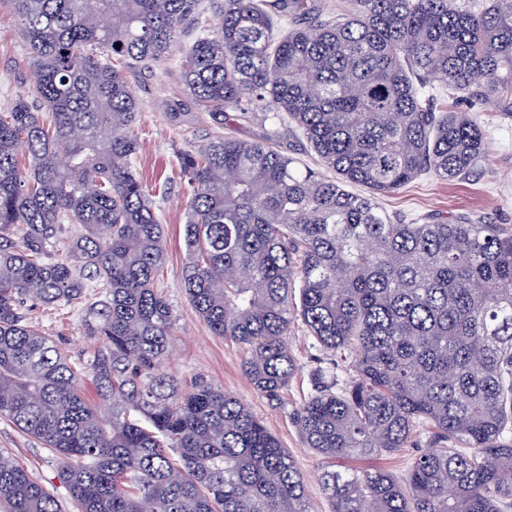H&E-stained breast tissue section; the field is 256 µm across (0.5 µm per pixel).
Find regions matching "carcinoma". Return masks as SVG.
Instances as JSON below:
<instances>
[{
    "mask_svg": "<svg viewBox=\"0 0 512 512\" xmlns=\"http://www.w3.org/2000/svg\"><path fill=\"white\" fill-rule=\"evenodd\" d=\"M353 2L327 18L316 0H218L214 26L181 51L186 89L218 124L180 153L181 288L215 335L248 348L244 374L271 398L296 369L295 322L352 354L350 383L336 392L317 373L294 413L322 458L394 453L426 428L428 449L402 479L323 470L329 512H506L512 230L396 220L375 196L478 166L484 128L436 100L512 93V0ZM198 5L0 0L31 83L0 110V416L55 452L79 512H316L288 450L244 403L202 377L182 393L163 368V227L135 167L140 105L117 65L165 60ZM259 112L338 177L224 133ZM91 286L103 299L88 302ZM29 301L83 307L100 343L88 368L27 322ZM87 376L97 402L82 394ZM0 512H61L4 449Z\"/></svg>",
    "mask_w": 512,
    "mask_h": 512,
    "instance_id": "cac0c4a2",
    "label": "carcinoma"
}]
</instances>
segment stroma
Wrapping results in <instances>:
<instances>
[{"instance_id":"stroma-1","label":"stroma","mask_w":512,"mask_h":512,"mask_svg":"<svg viewBox=\"0 0 512 512\" xmlns=\"http://www.w3.org/2000/svg\"><path fill=\"white\" fill-rule=\"evenodd\" d=\"M26 69V47L18 25L10 15L0 13V109L17 97L29 95ZM126 79L140 104L135 125L141 143L137 171L146 183L168 186L167 193L156 199L166 240L158 286L172 307L174 320L166 370L182 387H190L196 377L202 376L225 393L243 400L291 453L314 505L324 507L319 476L326 461L305 447L292 414L312 393L314 373L335 374L342 384L350 380L351 374L344 364L336 362L333 354L313 346L297 323L292 325L288 337L297 370L287 387L275 400L253 388L242 371L245 347L214 335L179 287L188 254L184 242L186 195L179 178L178 154L206 143L215 122L208 112L197 108L186 91L178 52L153 71L127 72ZM459 109L471 113L486 129V152L478 170L468 179L449 183L423 176L382 196L380 202L389 214L409 219L436 214L464 215L512 228V95L505 93L487 100L475 96L460 102ZM232 134L248 142L269 139L283 154L303 160L308 157L307 144L299 134L283 128L271 131L269 124L258 118L237 123ZM27 317L38 329L56 336L61 353L71 362H91L99 343L88 335L81 308L51 311L33 305ZM0 448L12 452L30 477L56 499L63 512H77L52 449L39 447L13 423L1 418Z\"/></svg>"}]
</instances>
